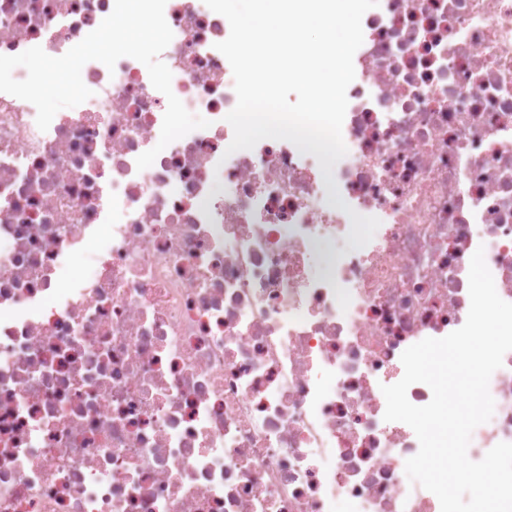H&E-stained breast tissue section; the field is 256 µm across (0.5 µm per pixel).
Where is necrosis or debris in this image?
<instances>
[{
    "label": "necrosis or debris",
    "instance_id": "1",
    "mask_svg": "<svg viewBox=\"0 0 512 512\" xmlns=\"http://www.w3.org/2000/svg\"><path fill=\"white\" fill-rule=\"evenodd\" d=\"M114 2L0 0V55L67 53ZM164 14L172 91L210 125L145 170L168 101L138 60L87 62L44 131L0 92V512H440L381 388L465 323L476 250L512 303V0L364 13L335 196L290 141L227 153L229 22ZM353 211L380 221L357 250ZM489 391L474 461L512 442V351Z\"/></svg>",
    "mask_w": 512,
    "mask_h": 512
}]
</instances>
